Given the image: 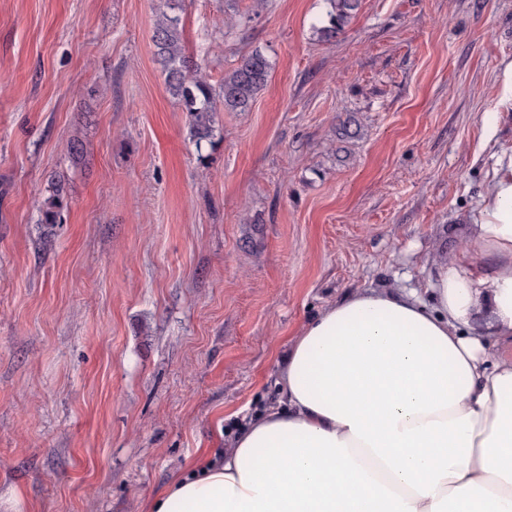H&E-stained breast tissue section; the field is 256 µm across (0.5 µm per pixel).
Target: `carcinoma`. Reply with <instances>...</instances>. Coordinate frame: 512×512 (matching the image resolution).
<instances>
[{"label": "carcinoma", "instance_id": "cac0c4a2", "mask_svg": "<svg viewBox=\"0 0 512 512\" xmlns=\"http://www.w3.org/2000/svg\"><path fill=\"white\" fill-rule=\"evenodd\" d=\"M326 2V18L317 33L322 40L329 41L354 17L360 0ZM166 4L167 10L161 12L154 24L155 57L164 72L166 89L181 103L183 111L190 115L191 133L199 145L212 134L218 106H223L228 112H246L251 108L256 96L268 82L272 64L267 56L255 50L224 73L218 85H213L209 74L185 52L182 19L176 12L179 0H166ZM63 191L61 184H55L52 197L39 205L41 223H57Z\"/></svg>", "mask_w": 512, "mask_h": 512}]
</instances>
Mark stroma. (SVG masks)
Listing matches in <instances>:
<instances>
[{
  "label": "stroma",
  "instance_id": "1",
  "mask_svg": "<svg viewBox=\"0 0 512 512\" xmlns=\"http://www.w3.org/2000/svg\"><path fill=\"white\" fill-rule=\"evenodd\" d=\"M164 5L0 0V512H145L276 400L328 304L468 247L512 145V0H361L329 42L325 0H184L212 81L272 63L199 144L154 58ZM63 191L64 187L60 183L55 184L52 197L39 205V212L41 213V223H57L60 217L59 210L62 205Z\"/></svg>",
  "mask_w": 512,
  "mask_h": 512
}]
</instances>
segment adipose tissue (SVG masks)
<instances>
[{
    "mask_svg": "<svg viewBox=\"0 0 512 512\" xmlns=\"http://www.w3.org/2000/svg\"><path fill=\"white\" fill-rule=\"evenodd\" d=\"M493 158L472 248L436 262L424 292L326 306L288 351L278 403L148 512H512V148Z\"/></svg>",
    "mask_w": 512,
    "mask_h": 512,
    "instance_id": "obj_1",
    "label": "adipose tissue"
}]
</instances>
